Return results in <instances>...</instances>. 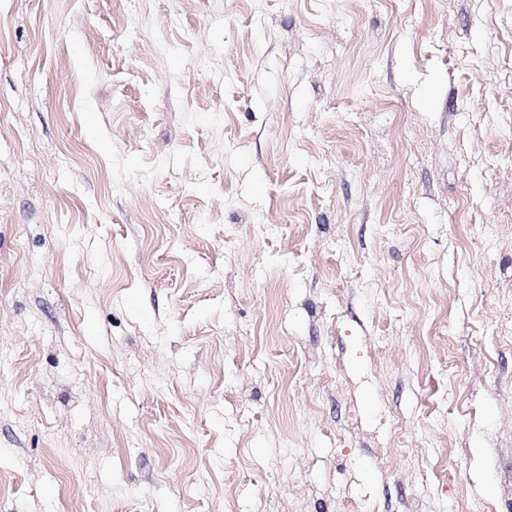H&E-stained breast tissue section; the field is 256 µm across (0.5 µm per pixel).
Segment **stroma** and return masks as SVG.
<instances>
[{
    "label": "stroma",
    "mask_w": 512,
    "mask_h": 512,
    "mask_svg": "<svg viewBox=\"0 0 512 512\" xmlns=\"http://www.w3.org/2000/svg\"><path fill=\"white\" fill-rule=\"evenodd\" d=\"M0 512H512V0H0Z\"/></svg>",
    "instance_id": "obj_1"
}]
</instances>
